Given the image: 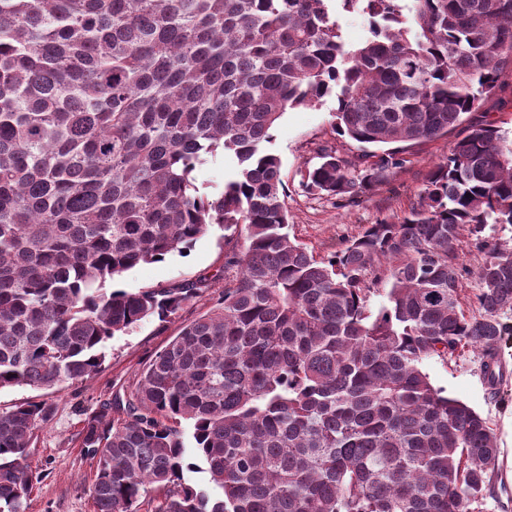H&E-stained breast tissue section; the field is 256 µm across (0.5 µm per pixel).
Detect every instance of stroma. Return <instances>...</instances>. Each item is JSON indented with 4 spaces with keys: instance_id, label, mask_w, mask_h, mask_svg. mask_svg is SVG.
Instances as JSON below:
<instances>
[{
    "instance_id": "1",
    "label": "stroma",
    "mask_w": 512,
    "mask_h": 512,
    "mask_svg": "<svg viewBox=\"0 0 512 512\" xmlns=\"http://www.w3.org/2000/svg\"><path fill=\"white\" fill-rule=\"evenodd\" d=\"M335 97L315 106L287 110L274 127L271 148L282 159L289 212V232L314 255L335 250L344 238L357 235L368 224L408 212L423 188L433 164L448 152L451 136L408 148L406 163L386 181L364 191L355 201L326 199L308 193L297 169L314 161L316 144L329 142L345 153L358 151L356 142L339 136L333 127ZM225 231L215 225L190 248L169 254L163 261L143 263L117 282L130 292L173 284L209 280V290L193 299L176 318L163 323L152 318L104 344L105 360L92 378L59 391L9 387L0 390V410L26 400H48L56 405L53 418L36 430L29 460L42 471L30 497L28 512H95L88 488L95 463L84 455L78 433L99 405L119 395L129 397L142 368L178 334L186 323L206 312L224 289ZM505 377L499 391L483 379L479 352L467 349L449 361L426 360L422 369L434 386L475 409L494 429L499 456L492 490L475 512H512V342L501 350Z\"/></svg>"
}]
</instances>
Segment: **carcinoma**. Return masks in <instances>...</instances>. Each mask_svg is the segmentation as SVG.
<instances>
[{
  "label": "carcinoma",
  "mask_w": 512,
  "mask_h": 512,
  "mask_svg": "<svg viewBox=\"0 0 512 512\" xmlns=\"http://www.w3.org/2000/svg\"><path fill=\"white\" fill-rule=\"evenodd\" d=\"M0 0V389L59 390L104 343L209 288L105 290L218 224L236 270L205 313L80 432L96 512H474L499 448L424 361L465 348L491 389L512 311V138L464 123L512 65V0ZM335 94V130L297 174L354 200L405 148L456 132L410 210L317 258L290 237L271 129ZM224 153V188L193 172ZM484 254L464 296L462 232ZM384 292L377 310L370 295ZM54 404L0 411V512H27ZM118 416H113V413ZM205 472L216 496L191 481ZM333 14L338 18L341 27V33L348 46L357 45L369 36L368 16L360 10L344 12L336 7V2H332Z\"/></svg>",
  "instance_id": "carcinoma-1"
}]
</instances>
